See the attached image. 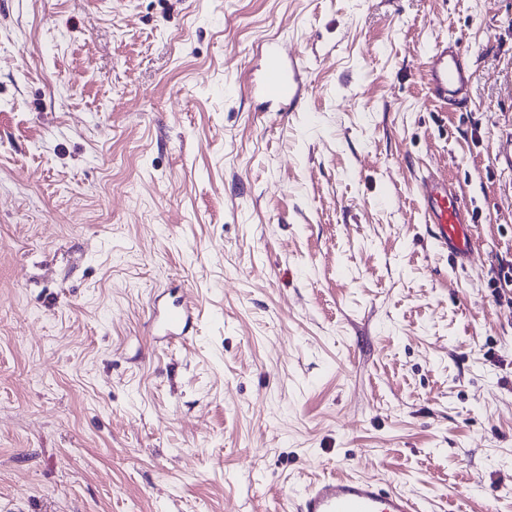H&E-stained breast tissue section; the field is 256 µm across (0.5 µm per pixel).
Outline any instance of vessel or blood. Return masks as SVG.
Here are the masks:
<instances>
[{
  "mask_svg": "<svg viewBox=\"0 0 512 512\" xmlns=\"http://www.w3.org/2000/svg\"><path fill=\"white\" fill-rule=\"evenodd\" d=\"M460 41L435 46L426 56L424 68L431 97L447 109L458 110L468 103L474 79ZM264 93L274 99L295 103L302 94L295 67L286 66L280 50L270 47L263 78ZM420 201L433 238L440 248L462 262L473 256L468 210L459 194L447 183L433 177L421 178ZM191 305L183 303L167 312L161 326L166 336H184L190 321ZM286 512H419L411 496L362 478H330L310 484L299 499L287 500Z\"/></svg>",
  "mask_w": 512,
  "mask_h": 512,
  "instance_id": "vessel-or-blood-1",
  "label": "vessel or blood"
}]
</instances>
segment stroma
Returning a JSON list of instances; mask_svg holds the SVG:
<instances>
[{
  "label": "stroma",
  "instance_id": "stroma-1",
  "mask_svg": "<svg viewBox=\"0 0 512 512\" xmlns=\"http://www.w3.org/2000/svg\"><path fill=\"white\" fill-rule=\"evenodd\" d=\"M451 37L461 112L424 71ZM510 263L512 0H0V512H275L334 474L512 512ZM469 51L457 40L435 46L426 56L424 68L431 97L456 112L469 102L474 71L467 63ZM297 67H286L280 50L271 46L267 52V59L263 78L264 93L277 100L288 101L291 105L302 95V85L296 74ZM420 201L431 224L433 238L442 249L457 261L469 262L473 256L468 210L459 194L448 183L433 177H422L419 182ZM191 301H186L179 307L167 312L162 320L161 326L165 336L171 339H177L185 335L187 326L190 321Z\"/></svg>",
  "mask_w": 512,
  "mask_h": 512
}]
</instances>
